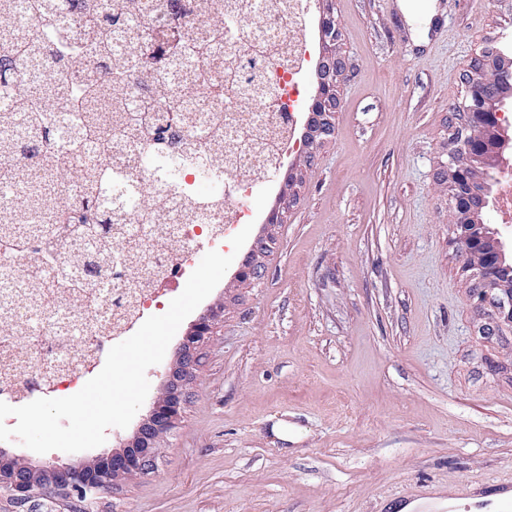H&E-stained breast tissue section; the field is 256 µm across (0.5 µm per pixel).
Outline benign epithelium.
<instances>
[{"label":"benign epithelium","mask_w":512,"mask_h":512,"mask_svg":"<svg viewBox=\"0 0 512 512\" xmlns=\"http://www.w3.org/2000/svg\"><path fill=\"white\" fill-rule=\"evenodd\" d=\"M322 3L319 30L322 52L315 69L316 89L311 95L304 124L306 158L334 131L336 90L344 71V61L337 51L341 32L336 17ZM512 55L497 48L482 50L471 64L465 83L468 93L457 112V127L448 159L443 164L448 182V202L457 231V241L466 254L465 270L476 281L480 300L490 307L496 326H512V256L500 233L482 223L488 206L485 176L488 168L500 169L497 155L505 146L502 112L512 100ZM273 238L259 235L248 252L249 264L239 267L232 282L263 276L259 257L270 248ZM225 302L208 308L183 337L175 365L170 369L163 392L155 398L148 414L139 422L133 437L122 446L96 456L87 464L42 462L10 459L11 467L0 465V497L5 496L16 508L39 502L42 512H60L68 503L70 512H89L88 505L126 475L148 471L155 458L160 438L171 430L181 415L185 387L194 378L199 364L200 347L212 336L216 324L224 318Z\"/></svg>","instance_id":"1"}]
</instances>
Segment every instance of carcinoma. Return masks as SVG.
<instances>
[{"label":"carcinoma","instance_id":"carcinoma-1","mask_svg":"<svg viewBox=\"0 0 512 512\" xmlns=\"http://www.w3.org/2000/svg\"><path fill=\"white\" fill-rule=\"evenodd\" d=\"M28 12L43 20L42 31L36 33L26 27L11 28L0 38V94L15 101V108L0 109V126L14 124L17 113L31 129V138L23 145L0 140V187L28 184L41 177L52 180V185L26 199L27 211L41 214L39 233L50 237L77 226L81 238L93 241L96 252L88 261V277L99 274L104 267L112 268V196L138 206L147 204L159 208V201L135 192L130 175L119 176L113 171L84 162L85 150L93 148L101 156L112 153L118 140L113 134L112 117L97 111L101 98L123 91L131 73L145 67L141 59L140 37L132 36L126 62L112 60V29L127 24L124 3L113 8L98 9L93 0H28ZM78 14L94 34V41L77 43L53 19L54 8ZM213 38L183 40L172 38L166 44L174 55L200 53L207 50ZM54 62L55 72L47 83L24 85L28 73H42L46 61ZM78 60L90 66L88 79L79 86H70L61 79L67 66ZM155 100L148 98L140 113L126 115L120 104H114L118 123L128 136L148 133L156 141L178 139L179 132L190 120L182 111L175 96H170L171 123L161 126L149 124V114ZM79 173L85 195L72 202L70 208L58 205L54 184L70 180ZM28 226L17 214H0V237L22 248L27 244ZM90 283L78 279L58 282L56 296H75L85 292Z\"/></svg>","mask_w":512,"mask_h":512}]
</instances>
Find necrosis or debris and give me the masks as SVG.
I'll return each instance as SVG.
<instances>
[{
  "instance_id": "obj_1",
  "label": "necrosis or debris",
  "mask_w": 512,
  "mask_h": 512,
  "mask_svg": "<svg viewBox=\"0 0 512 512\" xmlns=\"http://www.w3.org/2000/svg\"><path fill=\"white\" fill-rule=\"evenodd\" d=\"M137 27L153 50L159 32L208 35L216 15L214 8L196 6L180 15L169 14L163 0H141ZM223 40L212 43L206 54L184 57L183 71L154 69L140 74L135 91L125 96L126 107H135L140 92L153 84L181 88L183 72L207 71L213 76H232L240 65L255 61V79L236 81L232 96L217 100L199 88L182 90V105L195 113L196 123L185 130V139L205 143L209 150L180 173L177 192L164 191L159 169L139 167L138 158L149 152L160 159L179 157L177 145L154 141L152 136L120 139L106 159L108 167L132 172L146 195H161V213L140 208H120L112 217V247L123 250L128 226H142L141 246L135 255L138 267L153 269L151 278L129 286L128 272H113L109 290L94 289L92 299L77 298L72 308L57 309L40 332H29L31 305L24 293L35 283L38 263L31 254L0 244V284L14 297L0 302V401L19 407L38 399L43 388L56 397L77 393L97 372L102 358L145 311L164 305L170 286L189 275L197 264L200 246L222 250L229 245L238 225L246 223L245 200L249 190L269 177L284 156L295 147L294 132L304 110V73L311 57V0H226ZM249 100V110L239 107ZM220 190L215 209L202 211L188 224L183 213L191 204L200 180ZM91 330L80 348L71 345L73 330ZM26 332L24 350L11 347L9 338Z\"/></svg>"
}]
</instances>
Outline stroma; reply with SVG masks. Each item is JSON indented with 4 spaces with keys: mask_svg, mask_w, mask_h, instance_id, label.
I'll return each mask as SVG.
<instances>
[{
    "mask_svg": "<svg viewBox=\"0 0 512 512\" xmlns=\"http://www.w3.org/2000/svg\"><path fill=\"white\" fill-rule=\"evenodd\" d=\"M332 0L345 61L335 134L289 153L247 200L279 209L261 280L223 277L224 320L200 349L154 466L91 512H502L512 481V328L482 333L442 164L487 43H512V0Z\"/></svg>",
    "mask_w": 512,
    "mask_h": 512,
    "instance_id": "obj_1",
    "label": "stroma"
}]
</instances>
